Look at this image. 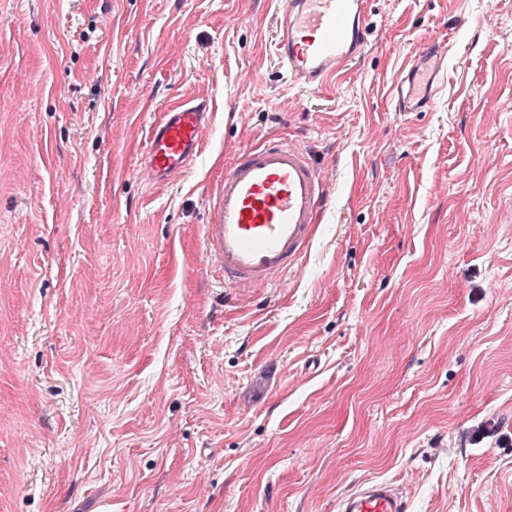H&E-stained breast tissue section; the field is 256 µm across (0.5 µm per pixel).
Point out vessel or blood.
Wrapping results in <instances>:
<instances>
[{
	"mask_svg": "<svg viewBox=\"0 0 512 512\" xmlns=\"http://www.w3.org/2000/svg\"><path fill=\"white\" fill-rule=\"evenodd\" d=\"M274 50L290 84L325 87L365 44L368 0H284ZM448 50L417 51L391 85L397 112L431 109L444 85ZM210 120L204 103L175 105L153 124L139 169L151 185L187 172L200 154ZM327 196L321 169L296 144L278 138L241 151L207 201L201 253L225 287L267 288L295 270L310 251L317 206ZM337 512H407L399 489L366 481L342 497Z\"/></svg>",
	"mask_w": 512,
	"mask_h": 512,
	"instance_id": "obj_1",
	"label": "vessel or blood"
}]
</instances>
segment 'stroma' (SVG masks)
Returning a JSON list of instances; mask_svg holds the SVG:
<instances>
[{
    "mask_svg": "<svg viewBox=\"0 0 512 512\" xmlns=\"http://www.w3.org/2000/svg\"><path fill=\"white\" fill-rule=\"evenodd\" d=\"M279 0H0V512H512V0H370L316 93L272 55ZM448 46L432 109L395 72ZM201 158L138 169L168 108ZM327 175L273 288L214 284L208 196L271 135ZM210 113L203 102L175 105L153 124L139 173L150 185H164L187 172L200 154ZM399 489L386 481H366L338 502V512H407Z\"/></svg>",
    "mask_w": 512,
    "mask_h": 512,
    "instance_id": "stroma-1",
    "label": "stroma"
}]
</instances>
